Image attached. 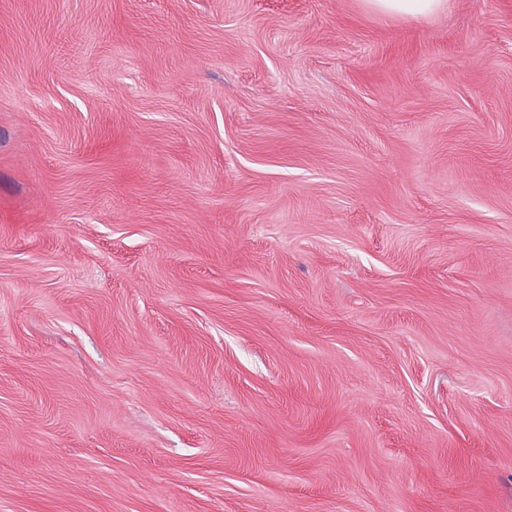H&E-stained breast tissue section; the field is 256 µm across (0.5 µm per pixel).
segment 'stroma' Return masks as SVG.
Returning a JSON list of instances; mask_svg holds the SVG:
<instances>
[{
  "label": "stroma",
  "mask_w": 512,
  "mask_h": 512,
  "mask_svg": "<svg viewBox=\"0 0 512 512\" xmlns=\"http://www.w3.org/2000/svg\"><path fill=\"white\" fill-rule=\"evenodd\" d=\"M0 512H512V0H0ZM445 0H366L374 10L399 16L423 17L441 10Z\"/></svg>",
  "instance_id": "1"
}]
</instances>
